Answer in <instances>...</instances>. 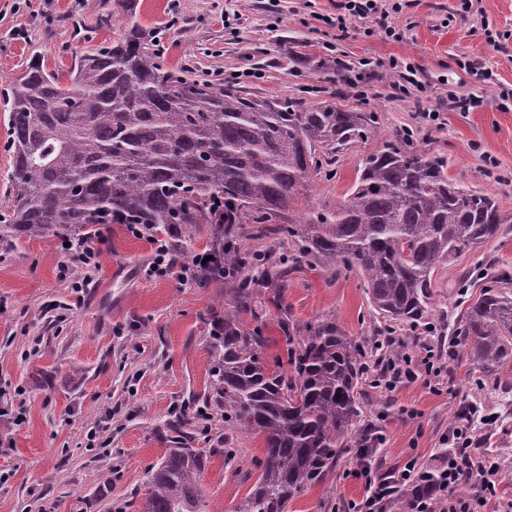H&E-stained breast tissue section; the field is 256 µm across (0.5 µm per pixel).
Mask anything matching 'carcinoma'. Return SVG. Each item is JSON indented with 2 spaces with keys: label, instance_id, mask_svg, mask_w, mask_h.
Masks as SVG:
<instances>
[{
  "label": "carcinoma",
  "instance_id": "carcinoma-1",
  "mask_svg": "<svg viewBox=\"0 0 512 512\" xmlns=\"http://www.w3.org/2000/svg\"><path fill=\"white\" fill-rule=\"evenodd\" d=\"M123 2L118 39L79 55L64 73L35 57L7 85L9 232L45 237L90 224H142L178 238L209 224L213 264L197 285L224 284V305L237 310L273 305L289 344L280 286L291 268L274 249L254 251L241 239L243 224H274L311 263L364 279L379 320L372 347L383 342L403 355L406 346L390 339L395 327L445 328L486 376L512 368L511 272L483 267L477 299L448 319L435 309L436 271L512 222L496 196L448 177L444 159L408 134L368 154L335 206L299 209L312 176L377 136L376 113L175 75L161 61L160 34L137 22L135 0ZM306 64L339 74L336 62L309 56ZM216 198L224 199L222 224L210 210ZM260 283L274 287L265 300ZM264 346L234 314L212 324L208 379L224 419V458L240 435L264 442L258 477L236 512H287L292 499L336 472L349 443L361 448L367 439L364 349L338 321L318 323L284 363L269 365ZM188 424L166 421L175 447L143 477L138 512H205L200 481L212 451L190 447Z\"/></svg>",
  "mask_w": 512,
  "mask_h": 512
}]
</instances>
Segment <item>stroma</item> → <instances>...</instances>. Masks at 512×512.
I'll use <instances>...</instances> for the list:
<instances>
[{
  "label": "stroma",
  "instance_id": "1",
  "mask_svg": "<svg viewBox=\"0 0 512 512\" xmlns=\"http://www.w3.org/2000/svg\"><path fill=\"white\" fill-rule=\"evenodd\" d=\"M400 2L401 13L390 17L405 33L400 42L360 30L337 40L339 0H139L138 21L164 28L165 64L193 78L308 105L332 97L339 107L379 114V136L340 154L333 177L311 178L301 206L336 204L365 156L410 129L445 160L449 177L491 192L512 215V105L501 107L498 99L499 86L512 87V0H473L466 14L458 0ZM121 11L120 0H0V91L31 58L66 69L83 51L115 40L121 26H101L97 18ZM488 28L496 42L486 40ZM302 51L343 60L350 74L361 75L366 98L298 66ZM463 56L492 69L496 84H479L460 70ZM394 57L417 65L426 96L393 97ZM470 94L483 98L481 108L452 109L453 98ZM429 109L441 110L443 125L422 120ZM475 143L496 157L503 182L482 175ZM256 230L244 225V243L259 250L279 245L292 268L283 291L292 344L302 346L331 317L353 340L372 338L377 323L358 275L310 267L292 244L257 239ZM88 239L101 253V269L81 296L58 274L55 238L0 239V470L10 475L0 485V512H113L116 503L130 502L145 470L169 447L164 423L182 412L192 419L194 447L218 445L202 414L211 392L207 340L213 315L224 311L223 286L146 277L153 245L126 225H97ZM480 264L512 271V230L437 270L438 312L462 308L459 283ZM441 349L440 375L391 392L365 388L364 420L385 437L380 471L412 458L428 466L448 450V426L473 400L497 416L477 431L475 446L496 459L504 488L512 490V394L502 395L499 382L466 362L459 342ZM262 455L261 438L245 435L232 461L211 459L201 479L206 512H234L251 487L242 474ZM364 494L351 451L288 512H346Z\"/></svg>",
  "mask_w": 512,
  "mask_h": 512
}]
</instances>
